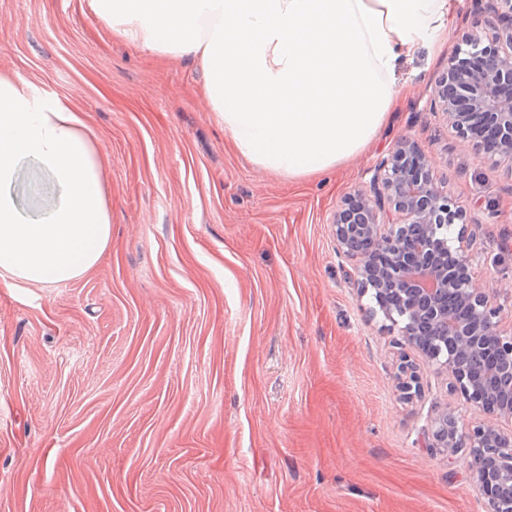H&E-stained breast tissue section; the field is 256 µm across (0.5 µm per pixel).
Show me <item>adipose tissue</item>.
<instances>
[{
    "mask_svg": "<svg viewBox=\"0 0 512 512\" xmlns=\"http://www.w3.org/2000/svg\"><path fill=\"white\" fill-rule=\"evenodd\" d=\"M460 0H85L113 36L201 67L204 98L240 155L291 178L364 152L399 96L402 60L448 41ZM50 181L31 209L12 188ZM94 132L62 99L0 74V274L76 279L106 251L112 220Z\"/></svg>",
    "mask_w": 512,
    "mask_h": 512,
    "instance_id": "adipose-tissue-1",
    "label": "adipose tissue"
}]
</instances>
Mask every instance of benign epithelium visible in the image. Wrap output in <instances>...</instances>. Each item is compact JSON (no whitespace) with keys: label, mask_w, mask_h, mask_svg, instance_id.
Here are the masks:
<instances>
[{"label":"benign epithelium","mask_w":512,"mask_h":512,"mask_svg":"<svg viewBox=\"0 0 512 512\" xmlns=\"http://www.w3.org/2000/svg\"><path fill=\"white\" fill-rule=\"evenodd\" d=\"M465 45L436 83L431 109L469 141L464 115L479 114L497 134L494 148L479 147L497 162L512 163V0H491ZM434 166L416 141H397L369 182L336 210V249L354 262L360 294L375 302L371 315L380 313L398 328L403 343L445 372L450 389L466 403L512 423V334L500 329L490 289L475 283L466 216L438 187ZM379 254L385 263L375 262ZM454 304L467 309L468 318H456ZM490 357L494 367L475 375L471 364ZM398 388L406 400L419 393L417 367L408 360L399 366ZM431 438L433 447L449 454L470 449L469 469L489 499V512H512V428L489 421L462 430L446 411L433 420ZM484 457L496 459L494 472L481 467Z\"/></svg>","instance_id":"7a95c632"}]
</instances>
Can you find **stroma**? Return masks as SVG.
Returning a JSON list of instances; mask_svg holds the SVG:
<instances>
[{
    "label": "stroma",
    "mask_w": 512,
    "mask_h": 512,
    "mask_svg": "<svg viewBox=\"0 0 512 512\" xmlns=\"http://www.w3.org/2000/svg\"><path fill=\"white\" fill-rule=\"evenodd\" d=\"M398 67L414 86L364 155L312 178L241 156L189 58L116 39L84 0H0V73L66 99L97 135L112 238L54 285L0 279V512H487L440 412L486 421L421 366L347 277L331 218L408 136L473 219L483 287L512 284V169L428 110L468 32ZM417 367L409 360L403 361L399 366L398 388L403 398L412 400L419 393Z\"/></svg>",
    "instance_id": "obj_1"
}]
</instances>
